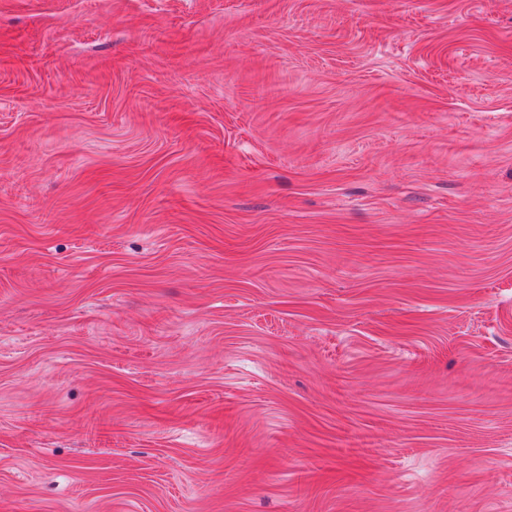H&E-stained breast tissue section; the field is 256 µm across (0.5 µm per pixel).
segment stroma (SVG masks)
<instances>
[{
  "mask_svg": "<svg viewBox=\"0 0 512 512\" xmlns=\"http://www.w3.org/2000/svg\"><path fill=\"white\" fill-rule=\"evenodd\" d=\"M0 512H512V0H0Z\"/></svg>",
  "mask_w": 512,
  "mask_h": 512,
  "instance_id": "35a3bbf8",
  "label": "stroma"
}]
</instances>
